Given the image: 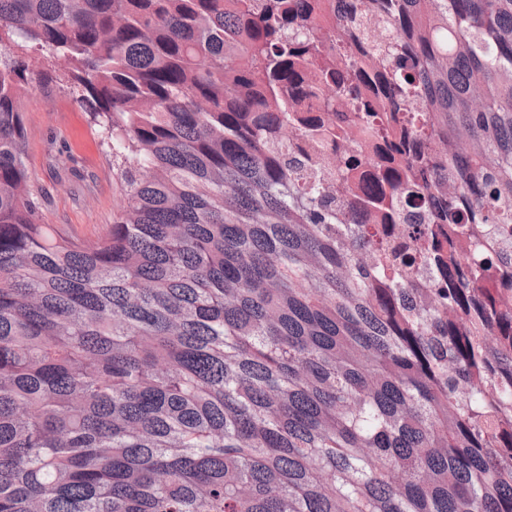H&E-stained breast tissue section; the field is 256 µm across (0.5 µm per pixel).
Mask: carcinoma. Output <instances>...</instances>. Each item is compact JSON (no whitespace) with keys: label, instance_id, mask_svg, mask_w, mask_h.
<instances>
[{"label":"carcinoma","instance_id":"obj_1","mask_svg":"<svg viewBox=\"0 0 512 512\" xmlns=\"http://www.w3.org/2000/svg\"><path fill=\"white\" fill-rule=\"evenodd\" d=\"M342 2L0 0V512H512V0ZM30 44L122 159L94 243ZM47 55L33 46L21 57L29 70L20 101L27 132L24 162L41 189L46 224L91 243L123 205L120 160L113 162L112 147L80 102L78 88L40 76Z\"/></svg>","mask_w":512,"mask_h":512}]
</instances>
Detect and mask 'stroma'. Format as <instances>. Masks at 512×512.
<instances>
[{
	"instance_id": "35a3bbf8",
	"label": "stroma",
	"mask_w": 512,
	"mask_h": 512,
	"mask_svg": "<svg viewBox=\"0 0 512 512\" xmlns=\"http://www.w3.org/2000/svg\"><path fill=\"white\" fill-rule=\"evenodd\" d=\"M32 47L24 54L29 85L20 101L27 138L24 162L41 189L46 223L84 242H94L115 220L124 202L118 163L102 127L81 102L78 88L42 78L71 68L63 57L46 62Z\"/></svg>"
}]
</instances>
